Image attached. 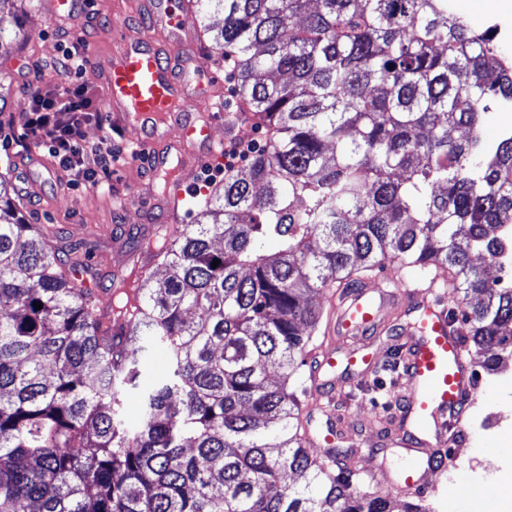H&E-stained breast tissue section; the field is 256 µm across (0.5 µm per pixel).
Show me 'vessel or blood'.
Listing matches in <instances>:
<instances>
[{
	"label": "vessel or blood",
	"instance_id": "1",
	"mask_svg": "<svg viewBox=\"0 0 512 512\" xmlns=\"http://www.w3.org/2000/svg\"><path fill=\"white\" fill-rule=\"evenodd\" d=\"M153 28L118 55L98 60L93 78L99 85L114 126L135 135L138 151L149 155L154 169L165 168L168 144L160 128L175 123L183 145L216 151L212 134L218 114L195 111L199 100L215 97L213 81L196 83L186 91L182 75L200 71L201 54L169 56L161 48L165 37L179 38L187 31L189 16L175 12L171 0H152ZM414 304L416 318L399 340L402 352L401 386L407 394L402 419L404 434L391 438L390 446L404 449L408 468L398 490L420 493L425 475L434 470L436 452L447 446L450 428L476 390L474 370L466 357L465 338L448 316L447 292L441 281H401L398 290L353 287L333 295L334 333L347 338L366 336L378 329L388 309L398 300ZM347 425L344 414L328 412L320 436L332 450Z\"/></svg>",
	"mask_w": 512,
	"mask_h": 512
}]
</instances>
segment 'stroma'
<instances>
[{
  "label": "stroma",
  "instance_id": "1",
  "mask_svg": "<svg viewBox=\"0 0 512 512\" xmlns=\"http://www.w3.org/2000/svg\"><path fill=\"white\" fill-rule=\"evenodd\" d=\"M45 0H30L25 15L0 17V27L13 30L23 24L29 41L19 43L10 55L0 58V83L9 91V101L0 111V172L19 171L23 167L41 164L53 166L50 181L34 183L25 190L28 200L23 214L32 224L49 225L60 237L64 250L85 245L89 255L84 260L87 279L96 290L103 307H110L115 288L136 267L141 259L139 241L152 226L162 223L164 212L158 197L165 191L159 175L149 169L146 157L134 154L133 142L117 132L108 116L84 126V139L95 146L104 135H111L112 150L117 157L112 169L102 172L101 188L71 182L67 172L56 168L47 149L30 155L25 130L19 120V110L37 89L68 81L60 66L64 53L73 45L74 35L90 42L98 57L116 52L120 40L146 29L147 0H87L82 14L66 25H59L44 6ZM504 8H486V0H456V14L474 31L500 26L502 34L512 35V0H504ZM196 48L208 63L209 74L223 93L222 108L236 124L235 132L217 125L215 140L221 141L222 152L192 160L177 167L175 176L183 180L185 198L178 209V223H193L198 206L224 182L226 171L246 166L243 158L228 156L227 150L243 140H255L258 147L268 142L266 129L260 125L240 100L236 75L224 68V56L217 50L211 36H198ZM411 313L391 318L389 331L355 339H325L315 333L313 344L329 342L337 359L332 379L338 389L336 408L346 414L349 426L337 440L339 450L352 452L359 469L371 468L375 461L384 467L376 481L364 484L367 492L388 494L392 512H403L410 497L392 489L391 483L402 462L385 448L380 435L368 429L366 422L374 416H394L397 410V386L392 376L382 368L397 346L396 331L408 327ZM364 347L378 358L379 368L370 373L367 390H348L349 381L359 379L361 366L349 365L347 353ZM484 357L472 350L470 361L476 374L477 393L472 400L475 409L487 415L489 428L476 429L466 437V448H508L512 451V431L493 429L497 419H512V361H503L498 371L483 368ZM497 479L496 499L472 503L471 512H501V499L512 500V454L505 457L500 474L483 470L478 459H468L466 466H454L428 475L427 487L421 497L434 512H448V497L454 487H474L484 481Z\"/></svg>",
  "mask_w": 512,
  "mask_h": 512
}]
</instances>
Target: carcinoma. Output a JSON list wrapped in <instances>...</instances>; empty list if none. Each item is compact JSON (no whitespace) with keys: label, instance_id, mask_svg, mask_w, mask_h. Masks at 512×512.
I'll list each match as a JSON object with an SVG mask.
<instances>
[{"label":"carcinoma","instance_id":"obj_1","mask_svg":"<svg viewBox=\"0 0 512 512\" xmlns=\"http://www.w3.org/2000/svg\"><path fill=\"white\" fill-rule=\"evenodd\" d=\"M192 21L271 137L163 238L136 305L100 307L0 178V512H391L348 455L303 447L308 296L388 264L444 274L479 296L452 317L483 367L512 358V137L480 123L512 58L448 0H197ZM27 36L0 27V51Z\"/></svg>","mask_w":512,"mask_h":512}]
</instances>
